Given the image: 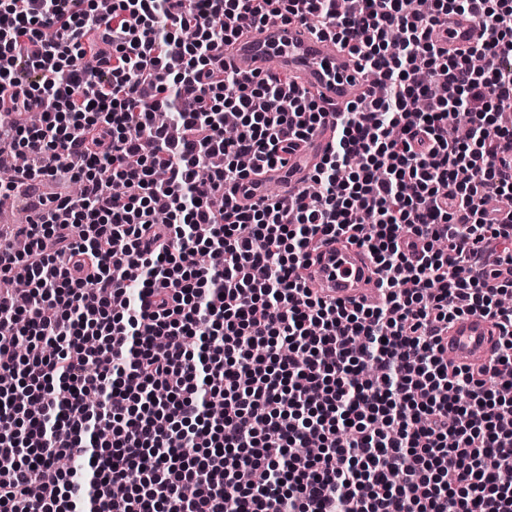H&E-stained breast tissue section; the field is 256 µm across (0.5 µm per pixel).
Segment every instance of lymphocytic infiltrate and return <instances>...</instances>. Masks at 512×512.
Here are the masks:
<instances>
[{"label":"lymphocytic infiltrate","mask_w":512,"mask_h":512,"mask_svg":"<svg viewBox=\"0 0 512 512\" xmlns=\"http://www.w3.org/2000/svg\"><path fill=\"white\" fill-rule=\"evenodd\" d=\"M336 2L0 0V154L25 158L0 197L80 185L0 230V281L29 287L0 292V512H512V0ZM452 12L481 43L434 42ZM275 18L384 94L337 113L288 207L242 206L325 116L225 64ZM321 237L370 252L376 303L306 287ZM464 314L500 327L493 364L439 356ZM61 457L82 469L49 479Z\"/></svg>","instance_id":"1"}]
</instances>
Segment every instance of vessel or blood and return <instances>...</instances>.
Segmentation results:
<instances>
[{
	"instance_id": "b4317fda",
	"label": "vessel or blood",
	"mask_w": 512,
	"mask_h": 512,
	"mask_svg": "<svg viewBox=\"0 0 512 512\" xmlns=\"http://www.w3.org/2000/svg\"><path fill=\"white\" fill-rule=\"evenodd\" d=\"M447 39L449 51L465 49L480 41L481 28L470 16L452 13L448 16ZM224 60L245 78L265 73L270 63H277L326 109L317 134L301 143L287 167L250 176L237 191L236 200L256 201L272 184L284 193L302 192L309 171L333 140L335 110L370 93V85L358 76L355 58L332 39L275 19L261 26L242 22L239 37L224 47ZM306 276L309 287L319 295L347 305L372 304L379 296L378 276L368 254L338 241H327L310 255ZM499 336L490 318L464 315L452 322L440 348L445 358L458 364L486 366L496 358Z\"/></svg>"
}]
</instances>
